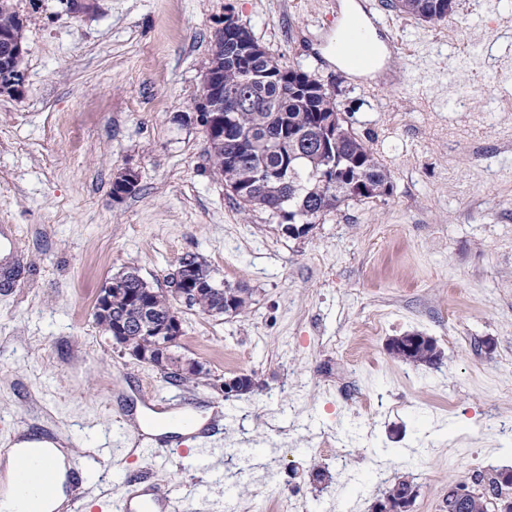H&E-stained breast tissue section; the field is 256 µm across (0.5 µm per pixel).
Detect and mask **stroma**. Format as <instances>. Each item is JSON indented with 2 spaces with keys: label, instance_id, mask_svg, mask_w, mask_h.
<instances>
[{
  "label": "stroma",
  "instance_id": "1",
  "mask_svg": "<svg viewBox=\"0 0 512 512\" xmlns=\"http://www.w3.org/2000/svg\"><path fill=\"white\" fill-rule=\"evenodd\" d=\"M351 1L404 44L364 77L334 53ZM16 5L27 82L0 95V225L15 227L25 272L0 290V449L21 430L72 440L88 507L143 478L183 512H280L293 496L308 512H372L401 480L417 487L411 512H448L449 484L512 466V0H454L438 25L387 0ZM228 15L326 85L390 194L300 237L238 206L194 118ZM125 168L138 190L117 199ZM188 255L248 303L180 309L174 352L204 375L174 382L122 354L93 313L113 275L135 268L163 289ZM413 332L441 364L390 355ZM240 373L257 389L225 396ZM154 391L223 406L217 471L135 447L116 415Z\"/></svg>",
  "mask_w": 512,
  "mask_h": 512
}]
</instances>
